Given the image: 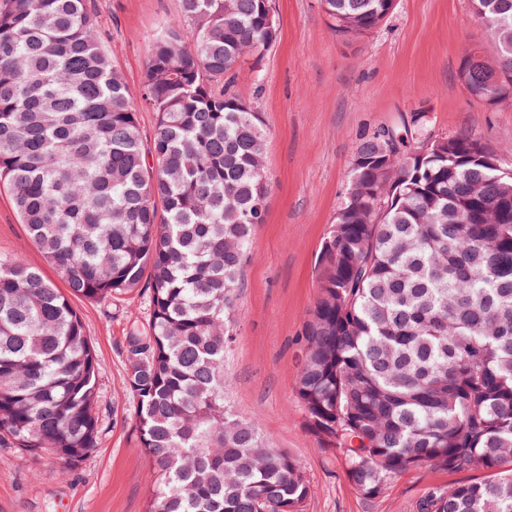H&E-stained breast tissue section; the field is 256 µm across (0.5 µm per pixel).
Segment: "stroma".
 <instances>
[{
  "label": "stroma",
  "instance_id": "stroma-1",
  "mask_svg": "<svg viewBox=\"0 0 512 512\" xmlns=\"http://www.w3.org/2000/svg\"><path fill=\"white\" fill-rule=\"evenodd\" d=\"M273 7L276 42L249 56L233 85L265 122L270 192L237 290L224 400L234 414L259 422L268 447L300 463L311 487L303 512H418L430 492L478 471L411 470L365 501L340 456L323 450L306 426L294 391L302 326L319 292L321 244L362 136L424 112L433 137L474 136L510 165L512 102L486 106L458 78L469 50L494 57L471 0H396L391 18L357 41L329 28L319 0H273ZM92 8L108 54L138 93L148 48L178 14L179 0H93ZM13 255L63 288L0 187V256ZM71 304L97 356V444L71 470L49 453L1 444L0 512H147L153 474L123 379L130 329L149 322L150 290Z\"/></svg>",
  "mask_w": 512,
  "mask_h": 512
}]
</instances>
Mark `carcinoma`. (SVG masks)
<instances>
[{"label": "carcinoma", "instance_id": "carcinoma-1", "mask_svg": "<svg viewBox=\"0 0 512 512\" xmlns=\"http://www.w3.org/2000/svg\"><path fill=\"white\" fill-rule=\"evenodd\" d=\"M496 64L459 79L512 100V0H472ZM362 38L396 0H321ZM272 0H180L148 49L138 95L104 50L88 0H0V184L69 295L0 257V442L77 466L99 434L96 355L69 296L148 280L123 380L153 472L147 512H302L299 462L224 404L235 292L263 223L261 113L225 83L272 46ZM156 113L143 142L137 113ZM321 252L295 393L320 447L365 500L434 466L484 479L436 489L418 512H512V167L427 116L357 146Z\"/></svg>", "mask_w": 512, "mask_h": 512}]
</instances>
